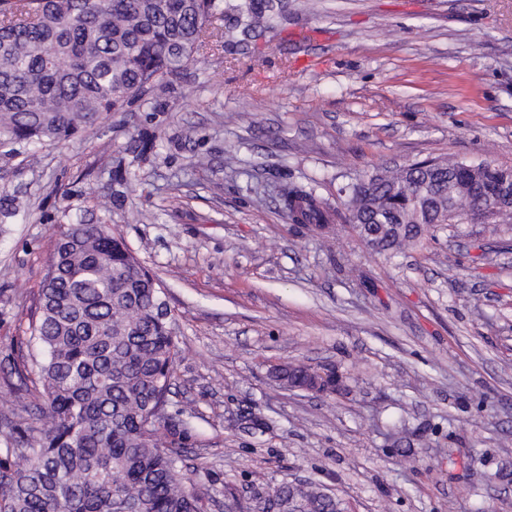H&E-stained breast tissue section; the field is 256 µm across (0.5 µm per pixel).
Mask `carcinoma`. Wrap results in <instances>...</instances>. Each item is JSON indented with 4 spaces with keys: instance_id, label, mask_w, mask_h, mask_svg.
I'll return each instance as SVG.
<instances>
[{
    "instance_id": "cac0c4a2",
    "label": "carcinoma",
    "mask_w": 512,
    "mask_h": 512,
    "mask_svg": "<svg viewBox=\"0 0 512 512\" xmlns=\"http://www.w3.org/2000/svg\"><path fill=\"white\" fill-rule=\"evenodd\" d=\"M219 0H0V145L63 141L146 90L163 89L197 62L199 37ZM246 31L276 27L272 0L235 6ZM472 174L462 162L427 159L362 176L344 187L348 220L377 254L417 247L435 228L472 220L512 230V210L473 195L470 182L512 171L492 161ZM294 224L328 227L332 212L312 187L283 184ZM159 278L106 224H72L55 242L31 336L37 380L22 399L36 413L0 432V512H204L176 449L190 423L166 414L180 347ZM283 385L336 381L335 370L276 368ZM18 459L9 467V457ZM301 512H343L316 485L296 490Z\"/></svg>"
}]
</instances>
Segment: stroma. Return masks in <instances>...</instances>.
Returning <instances> with one entry per match:
<instances>
[{
  "instance_id": "stroma-1",
  "label": "stroma",
  "mask_w": 512,
  "mask_h": 512,
  "mask_svg": "<svg viewBox=\"0 0 512 512\" xmlns=\"http://www.w3.org/2000/svg\"><path fill=\"white\" fill-rule=\"evenodd\" d=\"M240 2L128 111L0 146V424L56 239L108 224L167 287L206 512L295 481L346 512H512V235L468 223L388 261L339 194L430 158L512 167V0H276L262 35ZM286 182L335 211L330 240L289 220ZM289 362L346 389L287 390ZM275 371L284 386H288V381L294 385H304L314 379H323L325 376L329 383H333L336 381V376H340L331 368L315 369L301 363H288L276 368Z\"/></svg>"
}]
</instances>
